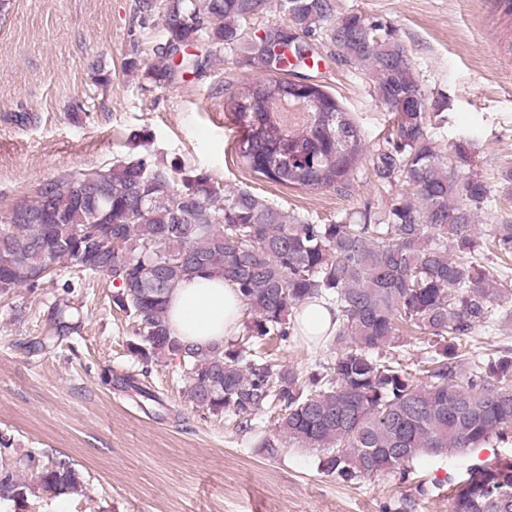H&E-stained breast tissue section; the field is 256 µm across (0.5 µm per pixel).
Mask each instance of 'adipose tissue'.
Returning a JSON list of instances; mask_svg holds the SVG:
<instances>
[{"instance_id":"ef3b65f1","label":"adipose tissue","mask_w":512,"mask_h":512,"mask_svg":"<svg viewBox=\"0 0 512 512\" xmlns=\"http://www.w3.org/2000/svg\"><path fill=\"white\" fill-rule=\"evenodd\" d=\"M243 303L222 276L202 273L182 281L168 298V326L181 342L223 346L243 329Z\"/></svg>"}]
</instances>
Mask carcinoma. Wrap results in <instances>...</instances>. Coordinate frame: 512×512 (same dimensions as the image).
<instances>
[{
	"mask_svg": "<svg viewBox=\"0 0 512 512\" xmlns=\"http://www.w3.org/2000/svg\"><path fill=\"white\" fill-rule=\"evenodd\" d=\"M267 4L166 0L165 36L143 78L168 84L223 48L242 52L263 75L233 101L238 146H247L240 157L280 185L336 188L362 164L359 131L323 86L303 95L288 78L305 60L317 63L308 38L324 27L339 55L372 72L376 97L394 116L378 177L412 192L378 216L367 206L315 224L250 191L228 193L198 168L137 157L71 171L39 185L24 223L0 224V294L42 286L62 262L120 282L113 304L139 322L129 349L142 363L178 361L189 401L239 427L278 407V437L260 447L272 455L286 439L314 448L318 469L344 483L382 473L403 480L424 454L511 442L512 347L480 357L471 343L475 331L512 319V289L481 264L488 254L512 260V221L475 223L490 187L464 171L473 143L461 139L447 154L428 137V122L448 101L422 91L395 30L358 13L335 16L332 0H279L291 26L267 27L264 47L249 21ZM74 176L99 183L95 201H77ZM167 190L186 201L162 200ZM99 213L112 223L98 222ZM205 271L237 288L249 319L224 347L203 350L172 336L167 298ZM312 303L336 311V355L306 372L272 363L261 342L292 341ZM25 479L59 495L84 487L69 457L29 452L0 466V499L22 496ZM449 498L451 512H512V455L470 470Z\"/></svg>",
	"mask_w": 512,
	"mask_h": 512,
	"instance_id": "1",
	"label": "carcinoma"
}]
</instances>
